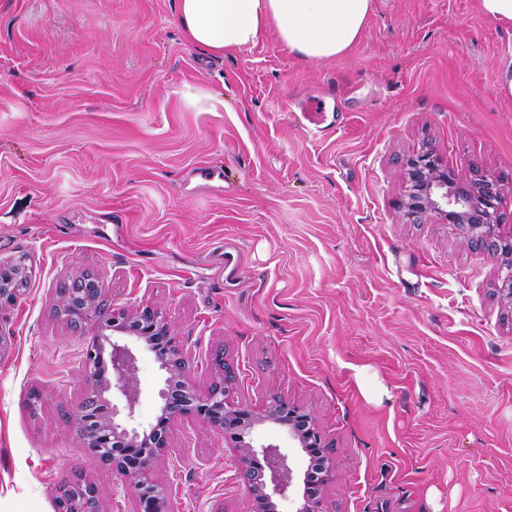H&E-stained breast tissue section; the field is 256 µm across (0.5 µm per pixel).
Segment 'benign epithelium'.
<instances>
[{"instance_id":"1","label":"benign epithelium","mask_w":512,"mask_h":512,"mask_svg":"<svg viewBox=\"0 0 512 512\" xmlns=\"http://www.w3.org/2000/svg\"><path fill=\"white\" fill-rule=\"evenodd\" d=\"M403 175L401 207L406 221L422 224L433 219L441 224H455L468 242L485 245L498 253L503 263L497 292L512 306V237H502L498 232V181L478 167L464 175L456 172L443 163L428 142L404 160ZM28 277V267L20 261L1 268L0 304L14 301ZM100 298L101 289L94 287L86 276L65 291L57 313L76 331L95 324L118 335L135 337L149 348L162 340L170 353L168 362L161 365L166 378L160 391V415L143 427L135 423L140 388L137 358L128 344L109 342L110 366L105 369L96 345H88L82 352L84 392L70 414L71 421L88 457L112 464L121 472L123 491L133 499L136 512H166L165 488L157 483L145 487L140 474L153 471L158 458L170 448L174 423L196 418L234 443L245 430L269 423L287 429L289 438L302 450L316 449L320 460L311 462L306 470L311 479H302L303 491L296 498L295 512H321V496L330 479L332 463L311 413L281 398L258 411L234 403L229 395L232 371L221 355L213 359L219 380L207 393H199L188 375L187 350L155 309L142 305L134 310L108 312ZM240 460L250 491L263 495L257 501V510L277 512L273 496L286 498L294 486V472L287 464V455L278 445L256 449L244 444ZM57 504L58 512H98L96 491L91 486L65 489Z\"/></svg>"}]
</instances>
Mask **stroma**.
<instances>
[{"label":"stroma","instance_id":"stroma-1","mask_svg":"<svg viewBox=\"0 0 512 512\" xmlns=\"http://www.w3.org/2000/svg\"><path fill=\"white\" fill-rule=\"evenodd\" d=\"M177 0H0V512H57L62 482L134 512L69 415L81 354L56 308L97 275L107 308L148 305L199 391L223 352L231 397L311 411L329 447L323 512H512V306L499 256L460 228L406 223L402 164L430 141L501 187L512 235V27L477 0H374L345 55L306 61L268 28L209 56ZM341 112L317 131L305 101ZM215 171L216 179L201 177ZM137 413L165 375L139 349ZM153 472L167 512H253L234 443L176 423ZM28 267L21 261L0 269V305L15 300L29 277Z\"/></svg>","mask_w":512,"mask_h":512}]
</instances>
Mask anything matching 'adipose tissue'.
I'll return each mask as SVG.
<instances>
[{
	"instance_id": "ef3b65f1",
	"label": "adipose tissue",
	"mask_w": 512,
	"mask_h": 512,
	"mask_svg": "<svg viewBox=\"0 0 512 512\" xmlns=\"http://www.w3.org/2000/svg\"><path fill=\"white\" fill-rule=\"evenodd\" d=\"M374 0H177V21L208 54L256 45L268 27L309 61L348 52L359 40Z\"/></svg>"
}]
</instances>
